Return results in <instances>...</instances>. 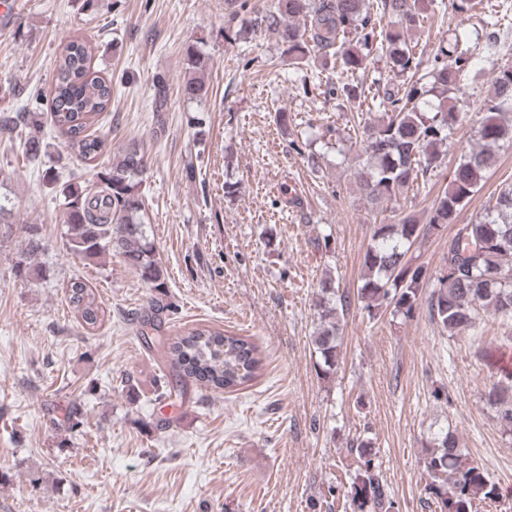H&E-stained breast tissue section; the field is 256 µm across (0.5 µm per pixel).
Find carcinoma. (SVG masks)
Segmentation results:
<instances>
[{"label": "carcinoma", "instance_id": "1", "mask_svg": "<svg viewBox=\"0 0 512 512\" xmlns=\"http://www.w3.org/2000/svg\"><path fill=\"white\" fill-rule=\"evenodd\" d=\"M422 2L380 0L376 8L371 0H271L248 20V25L275 34L299 63L310 61L314 52L324 59L336 58L346 73L340 92L348 98L357 96V74L366 70L373 51L381 54L388 72L398 78L382 86L381 117L353 125L348 135L365 156L354 167L355 185L361 199L373 207L429 184L434 169L441 165L442 147L455 139L462 122V112L448 105V92L458 89L463 73L477 64L490 66L493 74V95L484 103L486 116L476 144L459 145L460 161L450 173L447 188L432 201L426 222L402 211L392 222L374 225L356 296L339 291L330 281L322 283L319 324L311 344L318 372L325 378L335 375L339 366L342 321L354 299L370 315L389 308L405 319L413 318L424 302L430 320L452 336L476 331L480 308L512 324V184L502 185L495 204L484 215L458 225L448 237L439 276L431 278L428 267L409 256L418 241L455 221L481 188L486 172L496 166L497 148L512 145V64H498L495 44H489L484 57L475 61L464 47L465 33H456L449 48L433 55L432 83L416 79L423 51L405 32L420 22ZM387 14L397 18L398 27L381 26ZM351 35L356 38L354 45L347 42ZM93 52L83 38L74 37L64 44L56 59L50 112L52 125L67 139L68 147L89 164L98 162L105 150L104 140L90 132V127L112 100V81L93 70ZM186 65L191 77L183 91L201 101L209 92L204 78L198 76L206 63L192 46L186 49ZM40 124L39 112L0 114V133L18 142L33 164L48 154L49 144L37 135ZM146 165L144 148L131 142L117 162L99 172L96 189L88 191L62 180L52 169L45 177L63 199L62 223L69 251L88 264L97 263L108 252L119 256L152 288L155 306L164 310L169 308L163 303L166 277L148 238L139 189ZM22 229L24 247L13 265L14 275L26 281L44 279L48 269L37 262L44 249L41 228L27 224ZM67 289L69 304L82 325L98 328L105 311L93 289L79 278L71 280ZM157 342L185 376L215 391L233 392L251 385L262 365L259 346L246 336L196 328L173 339L160 336ZM492 366L499 380L485 398L512 431V367L499 360ZM355 451L362 465L350 491L331 485L328 494H350L358 512H384L391 505L384 485L372 471L371 450L361 443ZM463 457L451 433L436 438L427 450L429 491L440 512H473L477 496L492 499L496 495L495 485Z\"/></svg>", "mask_w": 512, "mask_h": 512}]
</instances>
